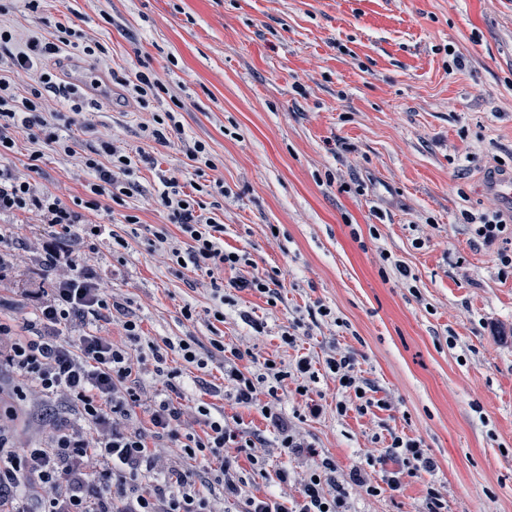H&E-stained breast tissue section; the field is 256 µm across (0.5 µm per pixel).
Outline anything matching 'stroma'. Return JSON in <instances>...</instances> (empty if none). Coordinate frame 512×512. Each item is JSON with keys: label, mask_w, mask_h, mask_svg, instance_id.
Instances as JSON below:
<instances>
[{"label": "stroma", "mask_w": 512, "mask_h": 512, "mask_svg": "<svg viewBox=\"0 0 512 512\" xmlns=\"http://www.w3.org/2000/svg\"><path fill=\"white\" fill-rule=\"evenodd\" d=\"M4 22L19 44L69 26L74 47L41 69L68 89L89 74L102 83V100L85 97L80 112L48 94L47 124L83 153L115 139L150 155L127 195L101 197L89 215L127 247L70 236L142 341L190 339L207 357L206 369H185L187 396L264 435L262 465L238 459L244 494L298 501L302 479L327 458L337 480L360 466L382 488L352 491L349 512H427L432 489L447 512H512V336L491 332L512 326V274L475 234L480 215L501 206L488 172L512 167V0H44L35 12L20 2ZM94 43L102 53L84 54ZM139 71L165 86L144 105L119 83ZM161 112L180 122L164 144L141 131ZM14 139L18 173L65 204L89 198L94 176L78 159L49 151L32 171L30 131ZM186 140L204 142L214 168L188 166ZM164 171L185 184L223 181L224 248L247 259L224 277L277 274L278 298L233 289L223 320L210 315L207 274L158 247L157 233L180 234L158 200ZM0 226L15 258L0 316L18 317L20 289L41 280L28 245L49 228L28 212L0 214ZM398 262L411 279L393 274ZM322 306L330 319L317 317ZM296 321L303 333L291 346L281 336ZM341 351L373 389L367 413L325 369ZM303 354L317 383L306 398L281 393L275 407L316 448L311 458L286 455L260 408L209 393L225 367L255 373L270 358L291 368ZM309 398L319 417L304 414ZM394 433L421 440L437 469L390 494L385 479L401 468L387 452Z\"/></svg>", "instance_id": "35a3bbf8"}]
</instances>
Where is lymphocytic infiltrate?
Wrapping results in <instances>:
<instances>
[{
  "instance_id": "lymphocytic-infiltrate-1",
  "label": "lymphocytic infiltrate",
  "mask_w": 512,
  "mask_h": 512,
  "mask_svg": "<svg viewBox=\"0 0 512 512\" xmlns=\"http://www.w3.org/2000/svg\"><path fill=\"white\" fill-rule=\"evenodd\" d=\"M71 35L60 25L52 37H30L18 51L0 57V66L8 70L0 75V213L31 211L51 226V233L36 238L29 249L43 270L54 275L50 287L23 289L31 318L0 319V372L11 376L14 390L30 405L54 398L74 406L79 414L77 421L50 424L44 436L22 449L9 427L16 418L14 410L8 407L0 413L7 421L0 426V512H212L198 483L199 474H206L208 482L220 483L225 496H242L237 456L256 459L262 439L227 424L223 411L213 410L210 404H183L182 372L170 366L168 354L178 352L187 365L205 369L207 363L197 355L193 342L167 339L148 342L143 349L130 348L140 329L132 319L121 323L127 344L113 341L109 327L122 306L107 293L101 273L66 237L74 227L94 237L95 226L89 223L87 211L98 210L99 196L124 190L142 149L129 150L106 141L101 150L109 156V164L84 156L83 165L95 181L90 186L92 198L81 210L67 206L4 162L15 146V129H32L37 112L45 108V91L55 86L53 79L35 72V63L70 46ZM21 72L31 73L33 81L28 96L22 98L12 80ZM160 182V203L186 242L169 241L163 233L158 234V242L172 262L189 263L211 275L214 319L224 318L225 288H247L271 298L277 295L280 282L270 274L228 284L217 278L237 262L224 249L223 225L205 214L197 196L223 198L222 181L195 185L190 192L176 175H161ZM475 233L485 245L496 246L503 270L512 271V225L502 214L482 217ZM289 374L277 363L265 366L257 380L230 369L229 396L238 405L261 406L288 455L312 456L315 448L298 437L289 418L273 410L272 402L285 388ZM149 378L162 379L164 388L147 406V427L137 428L130 419L143 406L142 384ZM172 444L180 448L182 457L198 462L199 472L171 465L168 447ZM389 451L407 465L388 480L390 491L400 490L403 477L435 468L420 440L392 435ZM353 489L376 491L363 468H351L345 483L336 488L330 480L307 476L301 483V499L292 507L273 494L243 497V512H347Z\"/></svg>"
}]
</instances>
